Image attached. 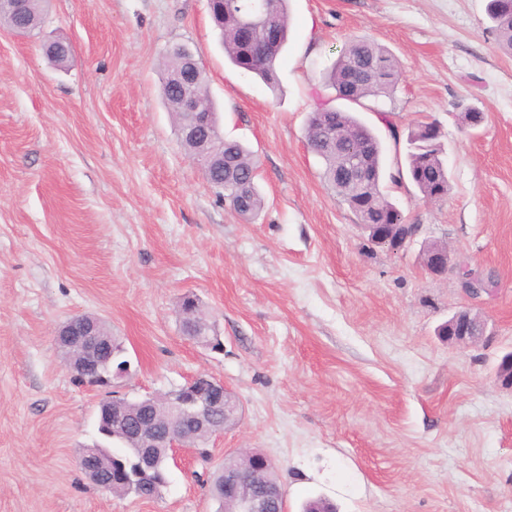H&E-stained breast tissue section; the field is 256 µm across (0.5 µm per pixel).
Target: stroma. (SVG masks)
<instances>
[{"label":"stroma","instance_id":"35a3bbf8","mask_svg":"<svg viewBox=\"0 0 512 512\" xmlns=\"http://www.w3.org/2000/svg\"><path fill=\"white\" fill-rule=\"evenodd\" d=\"M488 0H290L270 90L225 56L208 0H47L38 35L0 28V512H217L208 479L225 458L267 456L285 512L324 498L337 512H512V391L494 379L512 351V55ZM401 63L398 137L361 107L386 170L417 122L435 123L446 200L411 182L383 191L414 242L371 245L321 178L307 125L320 79L354 39ZM67 41L65 66L42 51ZM186 45L203 67L224 137L258 165L265 205L232 213L184 151L159 64ZM484 114L468 128L462 115ZM447 245L493 286L468 297L433 277L424 242ZM195 296L224 344L185 336ZM470 309L468 348L437 334ZM79 314L121 343L126 377L74 381L54 340ZM205 374L234 394L237 423L210 457L169 463L158 497L94 487L78 465L102 402L160 396Z\"/></svg>","mask_w":512,"mask_h":512}]
</instances>
